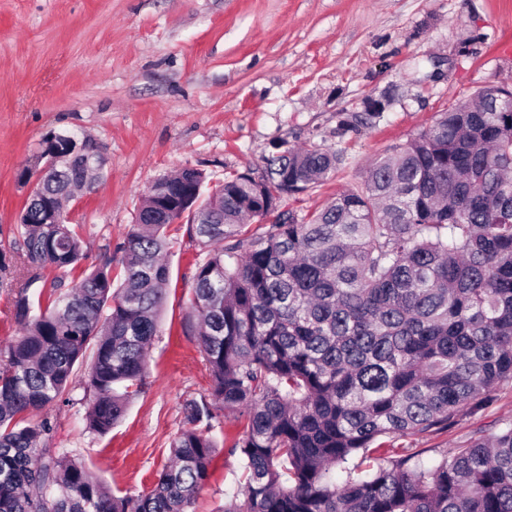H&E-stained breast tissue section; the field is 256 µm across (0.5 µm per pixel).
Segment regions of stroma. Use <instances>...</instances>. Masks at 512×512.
I'll return each mask as SVG.
<instances>
[{
	"label": "stroma",
	"instance_id": "1",
	"mask_svg": "<svg viewBox=\"0 0 512 512\" xmlns=\"http://www.w3.org/2000/svg\"><path fill=\"white\" fill-rule=\"evenodd\" d=\"M512 86V0H0V253L12 255L30 192L19 173L50 132L95 142L103 178L69 206L87 265L120 261L150 185L183 167L221 184L262 166L274 145L314 142L344 162L301 195L314 211L360 187L371 161L429 125L448 102L488 81ZM390 95L383 118L337 138L339 121ZM171 278L146 387L112 431L88 430L92 399L75 385L49 419V448L82 462L119 495L151 487L185 424L187 401L210 394L189 318L200 249L189 224L169 229ZM512 421V382L486 411L400 439L424 460ZM232 415L190 512H220L242 484L227 447Z\"/></svg>",
	"mask_w": 512,
	"mask_h": 512
}]
</instances>
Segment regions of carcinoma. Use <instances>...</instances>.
Returning a JSON list of instances; mask_svg holds the SVG:
<instances>
[{"mask_svg":"<svg viewBox=\"0 0 512 512\" xmlns=\"http://www.w3.org/2000/svg\"><path fill=\"white\" fill-rule=\"evenodd\" d=\"M509 97L489 81L453 101L375 160L361 188L312 213L286 201L328 180L339 149L278 144L261 170L224 179L192 225L203 258L189 308L210 399L185 405L170 462L137 495L52 456L40 447L50 421L27 418L79 382L93 394L87 427L105 435L142 392L170 277L165 229L206 175L155 181L116 279L112 260L86 266L80 234L55 223L82 186L88 142L45 136L31 167L63 160L21 212L13 260L0 259L22 326L0 354V512H187L216 452L217 410L242 426L227 453L244 473L221 512H512L511 421L433 461L395 446L489 408L512 382V112L482 108ZM389 105L370 98L356 119ZM253 220L261 232L244 231ZM48 268L52 290L35 297Z\"/></svg>","mask_w":512,"mask_h":512,"instance_id":"cac0c4a2","label":"carcinoma"}]
</instances>
